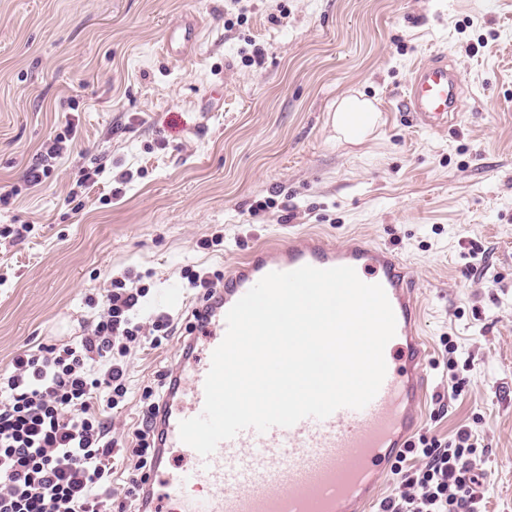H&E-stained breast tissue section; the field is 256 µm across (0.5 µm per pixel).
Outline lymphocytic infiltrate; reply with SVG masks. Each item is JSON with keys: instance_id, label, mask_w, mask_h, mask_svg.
Segmentation results:
<instances>
[{"instance_id": "lymphocytic-infiltrate-1", "label": "lymphocytic infiltrate", "mask_w": 512, "mask_h": 512, "mask_svg": "<svg viewBox=\"0 0 512 512\" xmlns=\"http://www.w3.org/2000/svg\"><path fill=\"white\" fill-rule=\"evenodd\" d=\"M147 293L112 278L104 315L78 342L23 351L0 371V512H112L110 415L128 394L127 368L112 351L138 339L135 315ZM163 393H142L146 412L124 490L133 501L151 469ZM479 453L477 436L466 428L453 444L434 438L401 450L392 465L400 484L377 512H483Z\"/></svg>"}]
</instances>
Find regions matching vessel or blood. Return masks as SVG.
Instances as JSON below:
<instances>
[{"label": "vessel or blood", "mask_w": 512, "mask_h": 512, "mask_svg": "<svg viewBox=\"0 0 512 512\" xmlns=\"http://www.w3.org/2000/svg\"><path fill=\"white\" fill-rule=\"evenodd\" d=\"M462 80L446 55L419 66L403 106L417 127L438 131L463 110ZM304 265L349 266L365 283L381 285L396 317L384 350L386 375L364 408H341L324 419L308 417L266 432L248 428L222 441L207 457L183 445L179 423L204 408V382L213 351L225 337L226 314L260 279ZM199 319L177 349L168 391L156 415V465L165 451L182 448L189 468L159 478L178 512H363L376 481L408 447L422 423L427 393V344L418 332L419 306L404 264L388 248L355 235L338 245L315 233L255 249L198 305Z\"/></svg>", "instance_id": "b4317fda"}]
</instances>
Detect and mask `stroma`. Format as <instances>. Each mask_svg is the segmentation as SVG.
Listing matches in <instances>:
<instances>
[{
  "mask_svg": "<svg viewBox=\"0 0 512 512\" xmlns=\"http://www.w3.org/2000/svg\"><path fill=\"white\" fill-rule=\"evenodd\" d=\"M186 20L202 39L172 56L165 32ZM441 53L466 110L431 132L400 104ZM359 94L380 124L337 144L336 101ZM70 122L71 147L28 186L38 147ZM7 224L32 230L0 237V369L76 340L103 314L109 275L148 286L112 416L123 448L203 296L184 269L223 274L301 230L389 247L418 283L430 346L420 433L476 430L486 512H512V0H0ZM172 290L181 304H166ZM162 313L173 336L153 348Z\"/></svg>",
  "mask_w": 512,
  "mask_h": 512,
  "instance_id": "1",
  "label": "stroma"
}]
</instances>
